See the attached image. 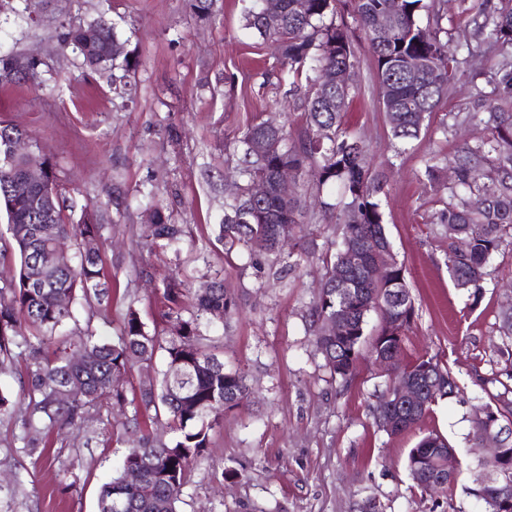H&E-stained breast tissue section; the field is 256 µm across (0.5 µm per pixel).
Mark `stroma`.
Listing matches in <instances>:
<instances>
[{"instance_id":"stroma-1","label":"stroma","mask_w":512,"mask_h":512,"mask_svg":"<svg viewBox=\"0 0 512 512\" xmlns=\"http://www.w3.org/2000/svg\"><path fill=\"white\" fill-rule=\"evenodd\" d=\"M448 37L459 64L454 88L424 122L420 136L397 152L378 101L376 64L365 40L356 43L352 76L356 95L347 114L350 131L365 141L388 234L416 307L403 340L402 362L420 356L447 364L465 391L412 431L379 430L371 406L385 378L361 356L350 380L331 375L313 345L308 308L318 294L321 269L305 262L284 279L268 261L241 252L225 254L215 240L229 194L226 173L235 171V137L255 119L300 125L302 102L280 81L270 50L243 26L242 0H218L211 14L194 0H5L0 5V56L41 58L37 84L0 88V122L24 131L31 147L53 164L60 184L98 223L112 227L102 246L109 279L101 299L75 305L79 324L116 339L126 309L147 330L163 329L155 294L164 278L179 273L203 290L220 278L240 310L205 332L226 365L244 376L251 395L225 411L195 459L179 512H474L458 478L452 498L422 497L407 470L408 451L419 436L443 434L459 461L478 458L466 447L474 405L500 392L496 373L505 359L499 314L502 284L512 280V251L490 262L478 306L448 279V239L432 220L440 195L418 181L428 162H443L465 143L487 138L477 122L455 124L456 113L478 109L491 95L502 57L485 51L484 72L466 62L481 48L475 36L477 0H445ZM114 24L129 65L124 97L112 89V67L92 71L59 40L63 27L99 20ZM187 227L180 252L149 247L141 226L153 208ZM163 355L135 364L121 383L124 408L90 409L81 432L39 437L43 452H19L21 414L0 415V512H98V495L137 437L125 418L139 417L150 431L163 423L137 411L144 381H158Z\"/></svg>"}]
</instances>
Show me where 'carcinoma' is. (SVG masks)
I'll list each match as a JSON object with an SVG mask.
<instances>
[{
	"mask_svg": "<svg viewBox=\"0 0 512 512\" xmlns=\"http://www.w3.org/2000/svg\"><path fill=\"white\" fill-rule=\"evenodd\" d=\"M244 27L264 43L275 44L292 87L305 79L307 90L301 126L295 131H273L259 121L249 125L238 137L236 152L241 155L238 179L225 203L224 224L217 231V241L229 253L244 248L249 255L275 254L288 249V257H297L288 265H300L306 254L303 246L305 225L314 216L308 214L301 196H281L277 173L287 166L302 174L310 169L321 173L319 186L334 185L341 190L338 202H322L326 210H336V223L342 225L341 241L335 251L322 258L324 274L318 296L311 307L315 345L331 373L330 361L340 360L352 375L363 348H368L374 362L390 349L402 351L403 339L389 337L385 314L392 312L408 331L415 317V307L406 282L405 266L398 262L387 269L381 297L364 295L374 271V254L392 251L384 214L376 196L381 188L371 172L366 147L361 137L350 134L345 117L352 98L351 73L356 53L345 14L364 33L376 62L380 100L386 112L392 139L405 144L418 138L421 114L431 113L448 95L455 58L442 36L448 31L442 16L426 0H248ZM428 14L421 25L420 12ZM383 14L391 17L389 34L384 40L374 36V24ZM276 17L281 26H270ZM101 38L88 49L81 45L82 30L69 29L62 41L72 46L89 68L116 65L124 50L109 51L119 43L115 27L104 20L96 22ZM478 39L489 47L512 49V0H500V7L484 16L478 26ZM442 79L436 84L433 71ZM336 76L329 87L318 84L323 73ZM39 64L35 57L0 58V85L35 80ZM505 98L482 99L483 115L473 114L491 131L480 143L460 147L453 157L456 179L448 186L439 182L437 166L428 165L419 179L435 191H448V202L437 216L439 224H454L460 238L468 243L464 253L448 245L446 265L455 288L467 294L471 304L483 296V282L494 254L512 246V110ZM331 136L323 137L324 131ZM23 132L15 126H0V215L7 220L8 243L0 256L11 253L16 270L0 283V358L12 356L22 348L30 360L27 409L24 424L38 421L46 431L56 428L82 429L85 414L104 400L122 406L123 388L112 384V375L125 373L137 362L149 361L158 349L166 352L167 370L160 386L151 381L139 389V406L163 413L166 425L175 436L165 441L149 433L130 448L123 467L101 487L99 512H178L182 488L191 463L209 444V434L226 409L243 403L249 388L243 377L225 366L212 352L211 339L201 333L200 320L224 313V320L238 313L234 298L227 294L221 280H213L201 293L192 291L184 281L172 275L162 282L156 297L161 304V319L173 328L168 340L149 333L138 313L127 310L123 330L117 341L96 335L90 328L65 329L74 320L72 305L79 300L100 298L107 288L108 271L101 248L87 250L85 240L103 241L106 225L87 218L86 209L75 215L76 204L57 192L50 208L36 210L35 199L17 200L11 185L32 162H38L57 182L54 166L40 152L24 157L10 153L12 138ZM257 177L266 179L269 190L255 202L249 197V185ZM296 227L288 242L280 239L279 227ZM145 238L153 245L175 248L184 234L180 224H171L159 209L153 222L144 225ZM69 246L68 261L44 263L38 279L30 280L29 270L39 259ZM357 262L349 272L351 292L342 294L336 287V267L349 254ZM356 302L349 337L341 342L319 335V323L348 302ZM194 308L183 317L186 304ZM380 315L376 332H366L371 313ZM88 350L94 356L89 367H73L70 354ZM428 369L444 380V385L427 386L419 408L411 412L391 399L394 385L403 375L417 376ZM385 390L372 406L374 422L388 415L399 417L392 435L399 436L414 428L439 400L460 391L452 371L432 357H418L403 369H385ZM503 391L490 395L482 407L497 422H512V368H504ZM467 440L472 448L481 446L486 423L470 419ZM453 448L444 436L430 433L410 449L407 468L421 495L431 497L453 491L457 475L439 468L442 452ZM140 468L142 482L130 486L124 481L126 466ZM512 487V444L496 457L478 464L472 486L466 494L483 502L498 499L506 487Z\"/></svg>",
	"mask_w": 512,
	"mask_h": 512,
	"instance_id": "obj_1",
	"label": "carcinoma"
}]
</instances>
